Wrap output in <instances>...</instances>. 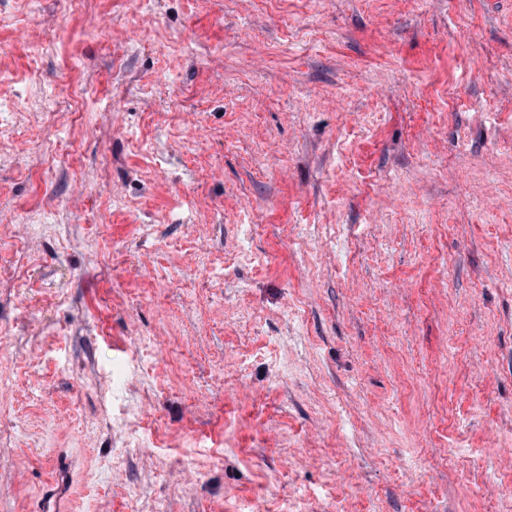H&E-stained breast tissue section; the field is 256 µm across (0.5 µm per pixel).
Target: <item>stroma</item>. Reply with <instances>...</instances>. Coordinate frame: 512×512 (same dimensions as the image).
<instances>
[{"label":"stroma","mask_w":512,"mask_h":512,"mask_svg":"<svg viewBox=\"0 0 512 512\" xmlns=\"http://www.w3.org/2000/svg\"><path fill=\"white\" fill-rule=\"evenodd\" d=\"M512 0H0V512H512ZM38 504L39 512H68L65 501H72L70 489V466L66 459L58 460L55 468V478Z\"/></svg>","instance_id":"35a3bbf8"}]
</instances>
